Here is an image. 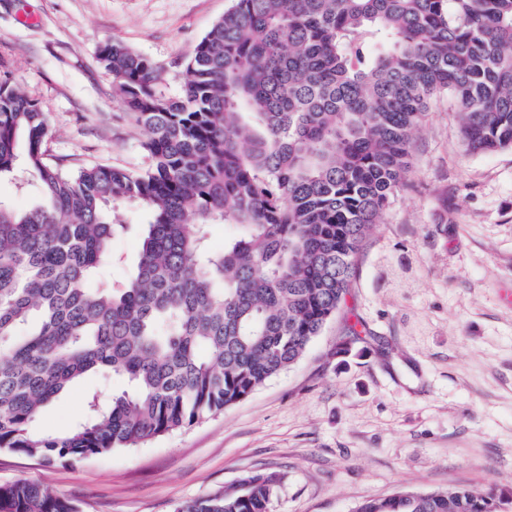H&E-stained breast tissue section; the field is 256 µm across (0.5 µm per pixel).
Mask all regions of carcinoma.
Masks as SVG:
<instances>
[{"label":"carcinoma","mask_w":512,"mask_h":512,"mask_svg":"<svg viewBox=\"0 0 512 512\" xmlns=\"http://www.w3.org/2000/svg\"><path fill=\"white\" fill-rule=\"evenodd\" d=\"M100 66L148 131L142 172L47 158L48 119L0 72V448L47 462L130 448L220 413L296 363L345 302L370 227L404 185L412 131L446 94L466 150L512 149V0H234L186 63L182 92L118 40ZM24 142V162L17 146ZM145 213L123 290L92 286L122 259L118 212ZM213 224L234 226L224 248ZM127 381L56 434L35 423L78 379ZM255 473L181 512H272ZM468 488L401 490L357 512H499ZM0 512H77L32 482ZM36 182H29L21 188L16 181L4 178L0 181V200L11 204L16 209H27L39 200Z\"/></svg>","instance_id":"1"}]
</instances>
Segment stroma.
I'll return each instance as SVG.
<instances>
[{
  "mask_svg": "<svg viewBox=\"0 0 512 512\" xmlns=\"http://www.w3.org/2000/svg\"><path fill=\"white\" fill-rule=\"evenodd\" d=\"M232 4L0 0V66L46 113L51 160L141 169L147 132L115 97L99 46L116 39L151 58L176 96L185 61ZM125 387L85 375L38 426L66 432L88 395ZM256 472L282 478L273 512H356L451 486L495 490L512 512V150L468 153L448 96L428 105L345 305L294 365L136 448L54 464L0 449V484H42L77 512H180Z\"/></svg>",
  "mask_w": 512,
  "mask_h": 512,
  "instance_id": "stroma-1",
  "label": "stroma"
}]
</instances>
